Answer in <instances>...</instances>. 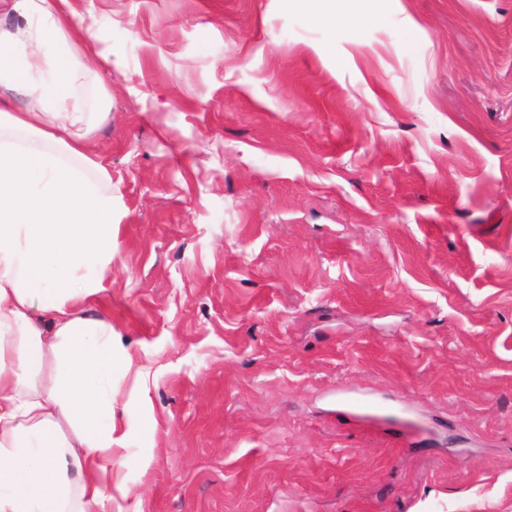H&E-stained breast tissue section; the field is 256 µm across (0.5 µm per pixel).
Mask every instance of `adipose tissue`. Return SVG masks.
Listing matches in <instances>:
<instances>
[{"mask_svg": "<svg viewBox=\"0 0 512 512\" xmlns=\"http://www.w3.org/2000/svg\"><path fill=\"white\" fill-rule=\"evenodd\" d=\"M7 7L23 23L0 30V89L27 104L0 103V512H96L112 499V375L127 358L111 321L84 311L112 268L114 223L80 90L112 59L93 15L65 23L70 0Z\"/></svg>", "mask_w": 512, "mask_h": 512, "instance_id": "ef3b65f1", "label": "adipose tissue"}]
</instances>
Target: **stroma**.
Segmentation results:
<instances>
[{
	"instance_id": "1",
	"label": "stroma",
	"mask_w": 512,
	"mask_h": 512,
	"mask_svg": "<svg viewBox=\"0 0 512 512\" xmlns=\"http://www.w3.org/2000/svg\"><path fill=\"white\" fill-rule=\"evenodd\" d=\"M70 5L112 55V512H512V0ZM309 9L333 30L352 24L367 25L373 22L372 17L358 11L336 9V3L344 0H304ZM341 10V11H340Z\"/></svg>"
}]
</instances>
